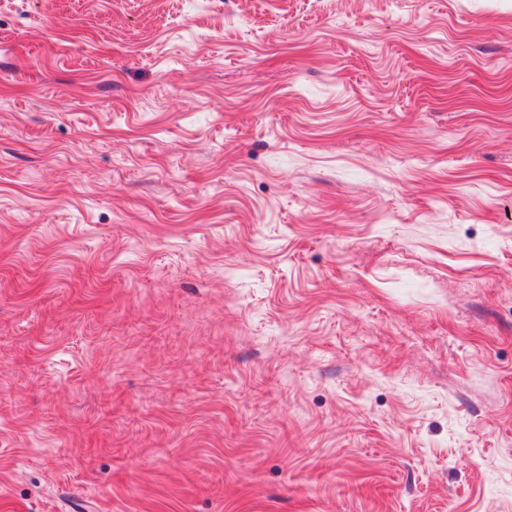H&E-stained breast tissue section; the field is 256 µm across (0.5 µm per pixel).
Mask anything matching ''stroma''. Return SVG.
<instances>
[{
	"instance_id": "stroma-1",
	"label": "stroma",
	"mask_w": 512,
	"mask_h": 512,
	"mask_svg": "<svg viewBox=\"0 0 512 512\" xmlns=\"http://www.w3.org/2000/svg\"><path fill=\"white\" fill-rule=\"evenodd\" d=\"M0 512H512V0H0Z\"/></svg>"
}]
</instances>
